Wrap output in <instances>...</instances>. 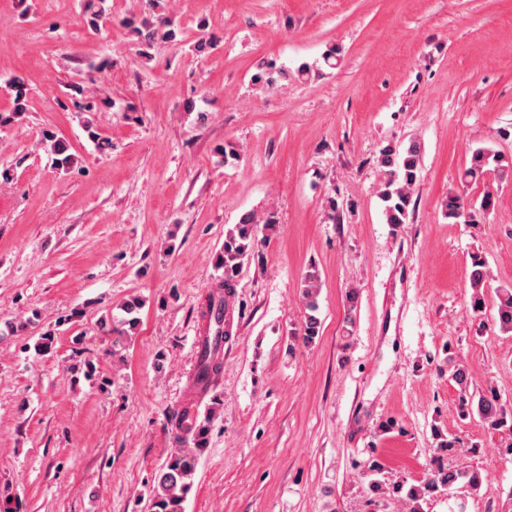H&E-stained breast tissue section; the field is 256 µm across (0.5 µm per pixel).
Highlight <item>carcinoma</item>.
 <instances>
[{
  "label": "carcinoma",
  "mask_w": 512,
  "mask_h": 512,
  "mask_svg": "<svg viewBox=\"0 0 512 512\" xmlns=\"http://www.w3.org/2000/svg\"><path fill=\"white\" fill-rule=\"evenodd\" d=\"M158 0H145L143 12L147 17L141 21V26L134 32L146 45H151L157 39L174 40L176 25L172 18L157 12ZM292 73L286 69L277 71H262L257 74L256 81L268 87L288 80ZM10 87L14 93L16 111L24 109L29 89L19 78L11 81ZM52 151L55 155V165L69 170L74 164V155L68 152L65 142L49 137ZM421 146L411 143L406 147L389 145L381 152L380 164L385 168L387 176L381 199L385 203L384 215L386 222L401 226L407 223L409 208L412 202V188L417 182L421 166ZM494 166V172L499 178L507 180L512 177V167L502 165V158L497 153L487 149H477L473 152L470 166L464 172V178L478 180L489 172V166ZM495 199L487 194L482 197L479 206L465 203L458 196H451L443 203L444 215L455 223L479 224L482 216L492 209ZM259 239L258 221L251 214L240 218L238 224L229 229L224 239V249L217 257V264L224 269V280L220 290L213 292L207 299V313L215 325L213 335H206L201 340L199 351L198 372L196 385L205 387L220 373V350L228 336L226 330L229 321V298L237 286L238 277L243 268L244 259L255 253ZM319 276L312 271L306 276L303 293L306 314L304 318V341H314L319 334L320 319L318 317V288ZM488 271L484 260L478 256L472 260L470 273L471 308L475 312L482 311L485 304V290L488 288ZM497 318L496 324L501 332L512 334V289H497ZM450 376L456 385L458 401L462 410L476 411L478 415L494 430L502 431L512 437V416L507 414L499 403L495 390L488 388L476 391L471 388V381L466 369L453 358H448ZM179 431L188 435L193 448H180L166 460L158 479V490L151 503V512H184L185 496L191 488L192 478L196 470L195 448L206 445L208 428L205 424H195L179 427ZM474 491L488 487L489 479L480 472L468 471L461 468H450L433 473L422 485L411 486L405 491L404 499L410 505L409 512H421L420 500L425 495L441 489L451 490L459 481Z\"/></svg>",
  "instance_id": "cac0c4a2"
}]
</instances>
